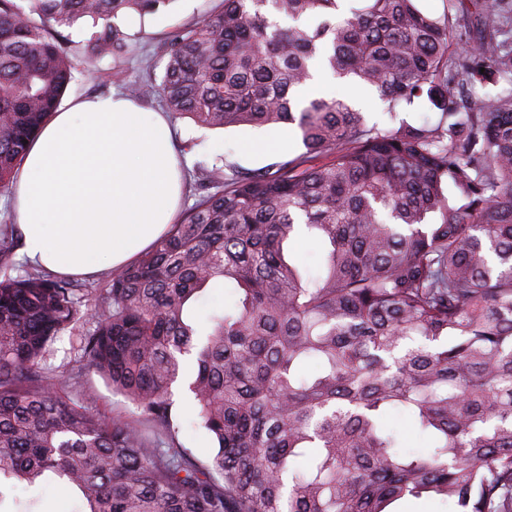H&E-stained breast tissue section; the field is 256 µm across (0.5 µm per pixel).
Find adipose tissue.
<instances>
[{
  "label": "adipose tissue",
  "mask_w": 512,
  "mask_h": 512,
  "mask_svg": "<svg viewBox=\"0 0 512 512\" xmlns=\"http://www.w3.org/2000/svg\"><path fill=\"white\" fill-rule=\"evenodd\" d=\"M180 176L168 121L137 101L52 113L11 189L25 260L68 276L130 263L173 224Z\"/></svg>",
  "instance_id": "ef3b65f1"
}]
</instances>
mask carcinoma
I'll use <instances>...</instances> for the list:
<instances>
[{"instance_id": "obj_1", "label": "carcinoma", "mask_w": 512, "mask_h": 512, "mask_svg": "<svg viewBox=\"0 0 512 512\" xmlns=\"http://www.w3.org/2000/svg\"><path fill=\"white\" fill-rule=\"evenodd\" d=\"M171 2L0 0V194L71 82L61 29L91 24L93 60L117 61L113 19ZM357 2L340 18L338 0H221L170 32L160 82L135 95L207 129L294 125L304 152L198 167L181 221L105 287L19 268L0 223V504L52 473L80 512H386L409 497L512 512V96L475 112L457 96L512 75V0L486 3L457 57L464 0L441 17ZM317 63L441 120L380 129L341 100L299 109ZM302 238L322 247L315 274L285 251ZM217 280L236 299L204 330L191 303ZM66 332L133 410L110 418L45 371ZM189 357L193 426L217 445L205 460L173 416ZM391 412L425 451L401 449Z\"/></svg>"}]
</instances>
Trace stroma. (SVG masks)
<instances>
[{
  "mask_svg": "<svg viewBox=\"0 0 512 512\" xmlns=\"http://www.w3.org/2000/svg\"><path fill=\"white\" fill-rule=\"evenodd\" d=\"M218 6L219 0H172L169 6L145 18L144 22L118 18V26L129 36L126 55L117 65L111 59L102 60L101 69L97 72L87 70L82 62L89 28L77 25L68 29L67 35L77 62L73 79L63 96L62 107H70L83 98L124 94L147 79L161 78L169 33L174 28L202 20ZM318 93L328 100L355 104L364 113L368 124L385 129L399 128L405 122L412 125L434 124L440 118L439 111L428 101L392 108L373 90L330 74L326 75ZM169 121L173 130V147L189 168L195 162L211 163L221 157L239 168L254 170L291 160L303 151L299 134L291 127L236 126L209 130L176 115L170 116ZM20 498L34 500L35 512H73L80 503L79 491L59 480L47 481L21 493Z\"/></svg>",
  "mask_w": 512,
  "mask_h": 512,
  "instance_id": "stroma-1",
  "label": "stroma"
}]
</instances>
